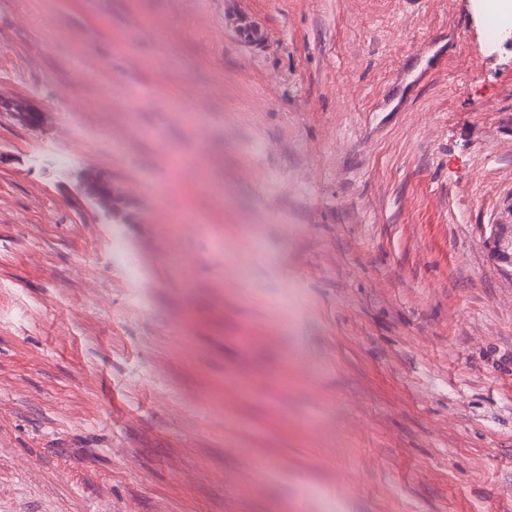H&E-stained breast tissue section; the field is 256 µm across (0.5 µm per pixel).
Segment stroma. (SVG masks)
Returning a JSON list of instances; mask_svg holds the SVG:
<instances>
[{
  "instance_id": "stroma-1",
  "label": "stroma",
  "mask_w": 512,
  "mask_h": 512,
  "mask_svg": "<svg viewBox=\"0 0 512 512\" xmlns=\"http://www.w3.org/2000/svg\"><path fill=\"white\" fill-rule=\"evenodd\" d=\"M494 23L0 0V512H512ZM80 190L102 210H112L115 195L108 179L100 176H87L82 180Z\"/></svg>"
}]
</instances>
